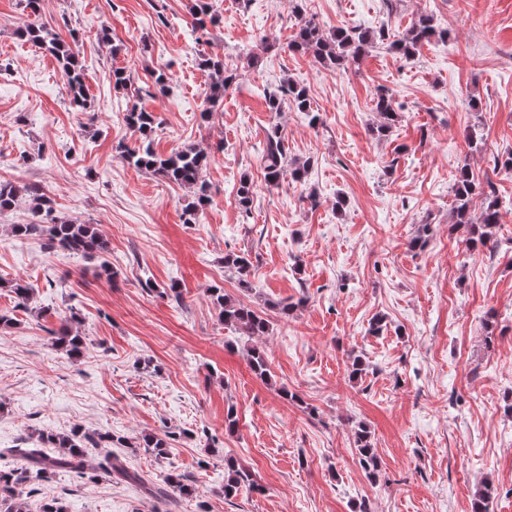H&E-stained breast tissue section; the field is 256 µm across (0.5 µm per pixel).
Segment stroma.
<instances>
[{
  "mask_svg": "<svg viewBox=\"0 0 512 512\" xmlns=\"http://www.w3.org/2000/svg\"><path fill=\"white\" fill-rule=\"evenodd\" d=\"M193 3L43 0L39 23L78 37L92 109L76 112L58 62L16 35L31 20L22 0H0V179L39 184L57 216L98 225L111 266L12 236L32 219L28 199L0 213V278L34 288L27 311L0 289L14 319L0 327V467L38 430L168 431L164 460L117 454L151 480L187 475L199 493L170 510L119 478L59 472L30 483L25 512L52 499L69 512H199L202 500L210 512H472L486 483L489 512H512V171L495 166L512 153V0H305L301 16L290 0H213L218 21L204 31ZM421 14L437 34L410 60L380 40L344 72L288 49L305 15L327 33L395 37ZM213 54L235 80L212 111L202 60ZM118 67L133 76L127 89L113 84ZM288 80L307 87L319 123L289 103L268 112L266 92ZM381 90L399 113L383 137L372 132ZM134 106L154 113L158 154L209 153L211 201L196 223L184 221L186 188L124 160ZM274 125L288 160L309 161L303 182L265 181ZM463 157L508 202L477 253L453 224ZM416 237L423 247L411 248ZM231 252L248 254L250 289L225 268ZM173 284L179 297L165 293ZM215 286L266 312L268 379L249 368L251 340L221 322ZM280 301L295 311L281 317ZM72 320L86 338L76 359L52 346ZM361 425L379 458L373 479L359 464ZM229 458L261 492L225 499Z\"/></svg>",
  "mask_w": 512,
  "mask_h": 512,
  "instance_id": "35a3bbf8",
  "label": "stroma"
}]
</instances>
